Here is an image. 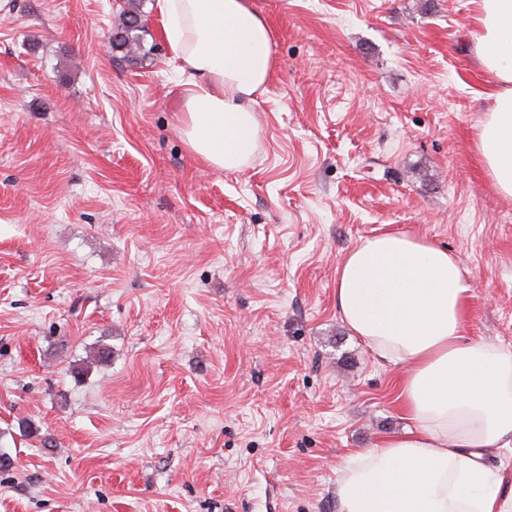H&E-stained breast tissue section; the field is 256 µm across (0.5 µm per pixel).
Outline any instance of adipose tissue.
<instances>
[{
    "mask_svg": "<svg viewBox=\"0 0 512 512\" xmlns=\"http://www.w3.org/2000/svg\"><path fill=\"white\" fill-rule=\"evenodd\" d=\"M473 52L489 78L476 147L512 197V0H471ZM181 89V132L209 167L253 157L256 93L276 69L273 33L248 0H155ZM474 290L459 259L425 237L388 231L355 245L336 274V311L374 354L405 369L407 425L351 455L337 512H512V476L488 466L512 447V349L469 336Z\"/></svg>",
    "mask_w": 512,
    "mask_h": 512,
    "instance_id": "ef3b65f1",
    "label": "adipose tissue"
}]
</instances>
